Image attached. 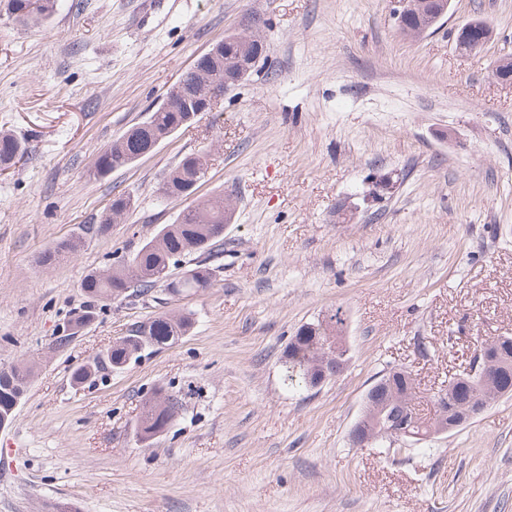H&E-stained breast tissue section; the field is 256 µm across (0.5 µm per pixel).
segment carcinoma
Instances as JSON below:
<instances>
[{"instance_id":"carcinoma-1","label":"carcinoma","mask_w":512,"mask_h":512,"mask_svg":"<svg viewBox=\"0 0 512 512\" xmlns=\"http://www.w3.org/2000/svg\"><path fill=\"white\" fill-rule=\"evenodd\" d=\"M61 0H0L4 10L17 24L24 27L40 26L53 19L60 11ZM266 45L259 29L231 36L224 45V59L204 67L189 68L166 93L165 99L150 110L145 121L131 126L122 136L107 145L99 155L95 168L106 174L137 162L139 155L154 146L165 134H176L193 124L188 113L175 106L182 99V91L190 90L194 102L207 99L213 87H224L230 79L243 81L257 70L265 58ZM25 152L24 144L8 133H0V170L16 163ZM209 154L204 150L189 153L167 172L162 187L166 188V199L186 197L185 191L197 174L208 170ZM130 207V198L118 195L101 218V224H118L123 221ZM234 209L215 195L195 207L183 211L172 224H164L159 231L129 258L120 257L105 273L87 275L81 288L87 297L86 304L69 321L68 327L76 330L90 323L98 304L130 294L146 296L161 287L170 295H182L208 288L212 283V269L201 260L188 268L182 276L171 277L170 268L180 258L191 253L203 254L224 237V225L230 223ZM95 231L94 226L83 224L69 239L57 244L53 251L74 249L85 236ZM193 320L186 314L161 315L133 326L127 333L112 342V345L97 354L93 360L75 369L71 379L82 384L100 371L119 370L141 358L144 352L157 351L173 344L177 338L187 335ZM309 325L302 326L288 343L284 351L285 381L294 389H308L313 382L308 376L316 374L312 363L316 351ZM487 346L493 352V362L498 364L491 383H486L483 372L461 371L457 377L449 378V387L454 395L453 407L461 412L468 408L471 397L482 396L490 405L496 399L512 393V336H497L488 339ZM33 368L20 362L9 369L0 370V421L12 420L14 407L21 400L32 376ZM402 369L392 368L383 374L368 389L363 414L373 419L381 410L388 414H402L401 401L392 394V386L399 384ZM145 415L136 420V434L143 441L154 438L178 409V401L163 394V390L142 403Z\"/></svg>"}]
</instances>
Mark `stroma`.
Returning <instances> with one entry per match:
<instances>
[{"label": "stroma", "instance_id": "obj_1", "mask_svg": "<svg viewBox=\"0 0 512 512\" xmlns=\"http://www.w3.org/2000/svg\"><path fill=\"white\" fill-rule=\"evenodd\" d=\"M392 0H65L27 29L0 17V130L27 152L0 172V369L34 373L0 428V512H512V396L418 444L358 447L350 432L394 366L415 407L512 336V0H451L417 39ZM255 19L262 68L130 167L100 175L102 149L144 121L224 34ZM492 31L455 49L458 25ZM207 150L197 196L163 178ZM224 194L234 216L212 285L109 301L81 332V283L181 211ZM120 224L48 258L117 195ZM342 309L346 369L289 388L297 330ZM192 313L188 335L95 382L71 375L133 325ZM181 406L139 441L156 389Z\"/></svg>", "mask_w": 512, "mask_h": 512}]
</instances>
